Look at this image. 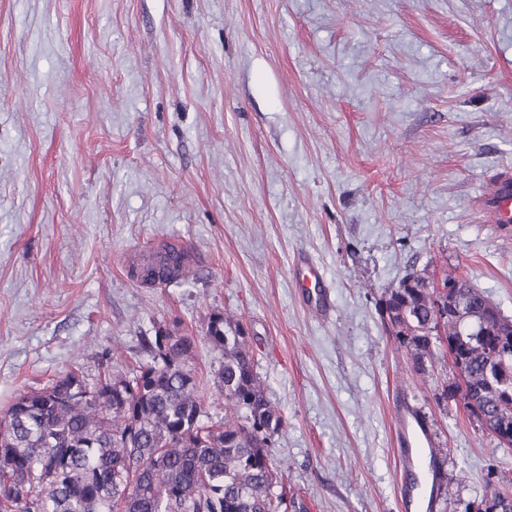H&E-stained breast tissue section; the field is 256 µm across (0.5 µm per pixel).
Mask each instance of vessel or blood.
Segmentation results:
<instances>
[{"label": "vessel or blood", "instance_id": "vessel-or-blood-1", "mask_svg": "<svg viewBox=\"0 0 512 512\" xmlns=\"http://www.w3.org/2000/svg\"><path fill=\"white\" fill-rule=\"evenodd\" d=\"M481 218L489 224L512 226V168L499 171L478 201ZM394 429L398 444L401 469L410 477L399 488L402 512H411L419 485H432L436 481L433 468L427 467V458L436 454L430 445L428 426L418 409L402 403L393 411Z\"/></svg>", "mask_w": 512, "mask_h": 512}]
</instances>
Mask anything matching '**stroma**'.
<instances>
[{"label":"stroma","mask_w":512,"mask_h":512,"mask_svg":"<svg viewBox=\"0 0 512 512\" xmlns=\"http://www.w3.org/2000/svg\"><path fill=\"white\" fill-rule=\"evenodd\" d=\"M512 165V0H0V410L140 339L240 324L308 512H401L393 405L426 419L437 512L512 494V449L391 336L388 289L464 279L512 320V238L479 195ZM171 243L193 275L143 283ZM321 269L313 312L292 263Z\"/></svg>","instance_id":"35a3bbf8"}]
</instances>
